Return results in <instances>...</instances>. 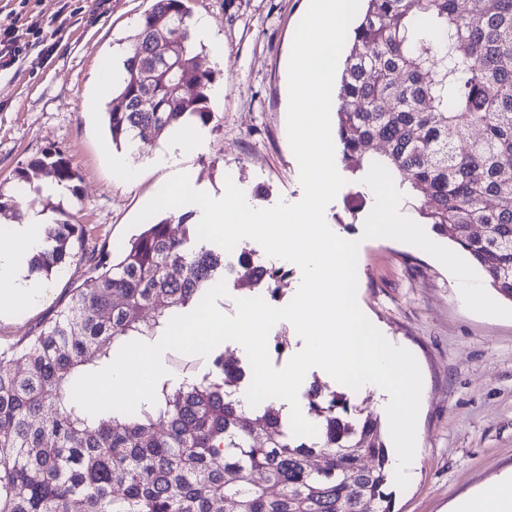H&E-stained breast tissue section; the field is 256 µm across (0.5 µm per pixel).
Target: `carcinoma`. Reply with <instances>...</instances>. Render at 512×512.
Listing matches in <instances>:
<instances>
[{
    "label": "carcinoma",
    "instance_id": "obj_1",
    "mask_svg": "<svg viewBox=\"0 0 512 512\" xmlns=\"http://www.w3.org/2000/svg\"><path fill=\"white\" fill-rule=\"evenodd\" d=\"M187 2L154 0L129 37L112 88L119 105L107 112L113 143L213 121L215 76L197 64ZM364 2L334 103L340 161L364 175L384 165L425 223L512 301V0ZM171 35L185 44L186 92L171 98L156 87L162 111L143 112L134 70L149 69L152 45ZM32 173L59 187L78 179L59 150L32 159L18 180ZM192 215L153 217L101 251L92 287L72 289L51 322L0 350V512H394L380 417L317 381L307 392L314 436L293 435L280 408L241 405L235 393L250 372L222 354L214 369L161 386L133 414L90 415L73 401L75 381L110 363L116 341L155 335L224 275L248 294L277 298L284 269L245 257L224 269L223 248H191ZM82 239L76 224L52 225L32 271L56 274Z\"/></svg>",
    "mask_w": 512,
    "mask_h": 512
}]
</instances>
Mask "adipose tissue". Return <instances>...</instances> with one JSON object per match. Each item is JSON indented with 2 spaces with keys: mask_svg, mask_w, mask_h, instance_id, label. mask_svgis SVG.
Wrapping results in <instances>:
<instances>
[{
  "mask_svg": "<svg viewBox=\"0 0 512 512\" xmlns=\"http://www.w3.org/2000/svg\"><path fill=\"white\" fill-rule=\"evenodd\" d=\"M40 221L39 215L27 214L22 220L12 222L9 235L0 238V308L14 306L20 300L34 304L43 295L42 288L21 275L40 249L31 230ZM452 512H512V474L461 496Z\"/></svg>",
  "mask_w": 512,
  "mask_h": 512,
  "instance_id": "ef3b65f1",
  "label": "adipose tissue"
}]
</instances>
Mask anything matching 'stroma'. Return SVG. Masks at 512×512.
Here are the masks:
<instances>
[{
  "mask_svg": "<svg viewBox=\"0 0 512 512\" xmlns=\"http://www.w3.org/2000/svg\"><path fill=\"white\" fill-rule=\"evenodd\" d=\"M153 0H0V33L12 29L19 52L0 68V194L44 215L35 225H82L86 235L34 306L18 304L0 318V347L36 334L69 300L89 287L91 250L127 241L133 218L175 171L195 189L221 197L226 181L248 188L258 209L303 196L287 136L288 56L308 0H189L192 16L213 22L222 54L201 49V68L215 71L224 95L203 127L201 147L178 168L164 166L163 142L137 150L113 143L97 75L128 47ZM49 149L76 169L77 191L40 192V179L16 173ZM138 170L122 177L114 158ZM345 185L325 210L327 223L360 240L357 301L385 335L402 343L424 375L415 465L394 512H449L458 497L512 472V319L478 315L464 305L457 282L419 248L363 239L375 198L360 173L342 168Z\"/></svg>",
  "mask_w": 512,
  "mask_h": 512,
  "instance_id": "obj_1",
  "label": "stroma"
}]
</instances>
